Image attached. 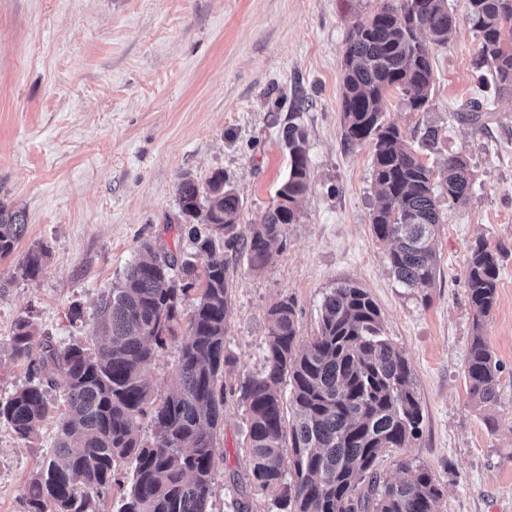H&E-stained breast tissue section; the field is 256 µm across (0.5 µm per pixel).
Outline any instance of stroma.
<instances>
[{
	"mask_svg": "<svg viewBox=\"0 0 512 512\" xmlns=\"http://www.w3.org/2000/svg\"><path fill=\"white\" fill-rule=\"evenodd\" d=\"M383 0H0V202L23 208L27 229L0 261V399L29 382L12 355L27 319L56 346L92 343L102 295L119 286L143 241L178 259L194 251L183 231L182 174L205 183L222 172L251 224L288 173L281 131L306 133L311 186L300 219L261 271L243 249L221 248L230 305L224 340V427L216 437L207 512H270L246 483L247 423L235 390L266 367L268 309L295 304L298 334L313 335L326 294L365 289L383 333L414 370L423 412L408 448L377 461L399 478V460L428 465L444 488L440 512H512V96L481 87L479 40L467 0H448L456 31L433 46L425 108L389 91L386 118L428 166L466 158L473 193L442 203L435 285L400 284L387 246L371 231L378 205L371 144L342 137V58L349 26ZM439 128L427 146L426 127ZM500 245L498 298L475 329L467 262L477 239ZM35 245L48 257L35 279L17 262ZM84 317L72 319L73 306ZM482 332L502 365L497 403L475 404L466 362ZM55 420L30 440L0 423V512H26L24 489L55 445Z\"/></svg>",
	"mask_w": 512,
	"mask_h": 512,
	"instance_id": "stroma-1",
	"label": "stroma"
}]
</instances>
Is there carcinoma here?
<instances>
[{"label": "carcinoma", "instance_id": "1", "mask_svg": "<svg viewBox=\"0 0 512 512\" xmlns=\"http://www.w3.org/2000/svg\"><path fill=\"white\" fill-rule=\"evenodd\" d=\"M467 19L479 37L473 68L497 91L512 94V0H467ZM455 27L447 0H387L351 26L344 54V142L373 145L379 205L371 218L376 239L390 244L387 261L405 287L421 293L435 283L434 242L441 218L437 186L448 202L466 201L472 182L466 161L450 154L425 165L385 119V94L396 88L415 110L434 83L431 45L445 44ZM290 167L276 201L255 224L239 223L241 201L224 174L205 188L185 175L179 209L202 267L157 252L144 242L123 282L102 298L93 316L99 345L55 346L32 324L14 328L15 358L28 362L31 381L0 400V422L22 439L58 415L48 459L24 493L27 512H102L119 489L116 512H207L213 493L215 439L224 427V354L229 288L216 239L242 243L249 267L262 269L271 246L299 220L298 202L310 188L306 134L290 122L281 133ZM21 208L0 202V260L26 232ZM503 249L479 239L468 259L467 294L475 334L467 358L469 394L480 405L498 401L502 366L481 332L497 301ZM47 250L31 247L19 260L24 279L43 268ZM199 291L189 299L192 291ZM189 309H184L185 304ZM270 322L266 370L245 379L239 400L247 414L243 448L248 483L271 502V512H439V483L426 465L402 460L404 477L388 482L379 456L401 450L420 432L422 407L414 372L382 334L378 305L362 288L344 284L324 297L314 335L298 336L295 304L281 300ZM186 322L170 388L155 393L149 370L158 349ZM290 387L295 422L285 425L283 385ZM149 421L152 441L140 437ZM130 458L129 482L117 464Z\"/></svg>", "mask_w": 512, "mask_h": 512}]
</instances>
